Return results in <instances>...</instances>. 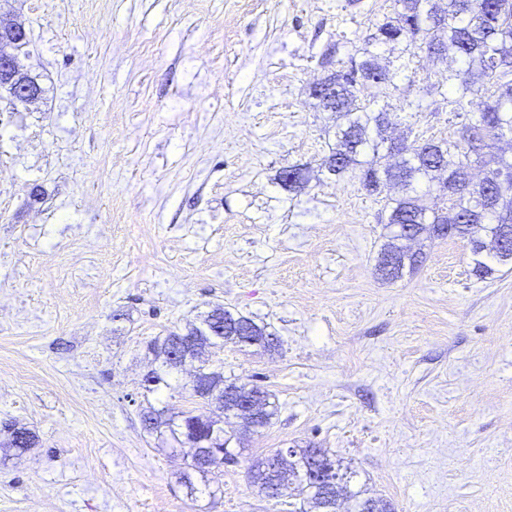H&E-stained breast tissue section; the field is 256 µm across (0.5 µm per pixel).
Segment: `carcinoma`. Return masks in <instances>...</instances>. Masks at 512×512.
Instances as JSON below:
<instances>
[{"instance_id":"carcinoma-1","label":"carcinoma","mask_w":512,"mask_h":512,"mask_svg":"<svg viewBox=\"0 0 512 512\" xmlns=\"http://www.w3.org/2000/svg\"><path fill=\"white\" fill-rule=\"evenodd\" d=\"M399 50L405 59L392 70L381 64L383 48ZM438 54L447 71V88L440 92L451 110L461 109L463 100L476 102L477 114L466 117L453 142L432 139L405 142L385 136L389 113L377 108L378 99L398 90L395 79L399 72L419 54ZM359 57L346 62L335 58L330 51L323 57L327 69L324 92L311 89V95L323 109L335 106L340 120L336 132V146L322 159L321 172L337 179L348 172L358 173L362 188L370 195H385L384 211L378 223L394 229L393 242L387 244L378 260L377 270L386 280L403 276L405 269L414 270L423 262V253L410 252L400 247L397 240L411 232L428 238L457 237L466 241L473 256L472 274L485 280L495 269L485 258L498 264H512V172H507L499 183L485 186L467 183L465 173L474 166H495L499 170L512 169V157L505 154L487 155L485 149L509 139L512 143V0H393V15L384 18L375 31L362 37ZM309 168L294 165L288 169V180L281 181L290 191L308 183ZM426 183L435 189L442 205L431 208L416 194V186ZM502 196L501 210H480L478 203L485 194ZM452 224L455 231L444 232ZM493 236L506 238L505 252H486L485 245ZM248 333L253 345L265 351H276L280 339L266 331L253 319L235 315L218 306L189 324L183 333L171 332L157 338L148 346V352L158 358L167 353L174 339L191 340V353H208L226 343H236V335ZM200 381L224 393V417L235 407L249 402L262 405L260 421L244 418L240 426L245 433H259L271 425L277 406L272 395L257 387L237 384L224 373L200 368ZM148 430L168 428L171 438L189 448L188 463L179 474V483L186 496L195 501L199 495L212 498L210 476L221 464L234 463L237 455L230 449L231 438L226 436L218 421L199 416L191 411L169 413L164 407L144 409ZM9 445L27 450L29 439L36 438L31 429L11 423L6 426ZM210 438L219 439L223 463L206 466L191 448ZM273 453L254 460L249 478L258 492L272 498L302 497L306 506L299 512H338L342 505L336 499L324 496L303 479L305 462L317 457L346 476L350 483L355 472L343 469L342 462L325 448L306 446ZM288 461V470L297 485L287 486L277 493H269V473Z\"/></svg>"}]
</instances>
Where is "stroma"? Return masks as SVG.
Masks as SVG:
<instances>
[{"label":"stroma","instance_id":"35a3bbf8","mask_svg":"<svg viewBox=\"0 0 512 512\" xmlns=\"http://www.w3.org/2000/svg\"><path fill=\"white\" fill-rule=\"evenodd\" d=\"M25 24L42 88L0 97V426L38 445L0 455V512H288L251 459L330 449L396 512H512V265L480 280L457 238L421 241L401 278L376 271L385 200L345 176L301 193L336 116L311 94L322 53L349 59L392 0H0ZM414 58L385 98L394 132L457 140ZM421 100L414 112L410 101ZM221 305L266 325L209 369L278 412L216 498L190 500L184 450L146 405L204 413L190 371L148 391V343Z\"/></svg>","mask_w":512,"mask_h":512}]
</instances>
